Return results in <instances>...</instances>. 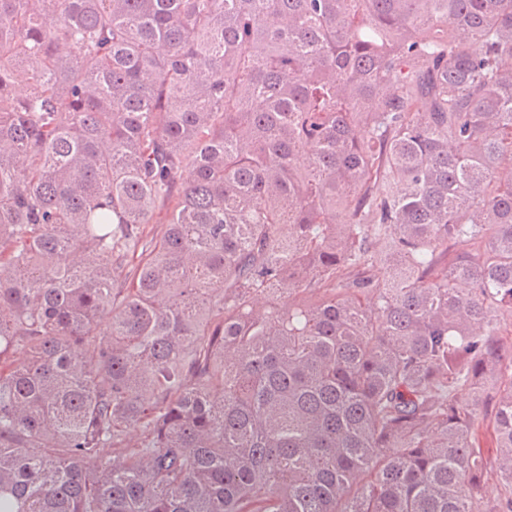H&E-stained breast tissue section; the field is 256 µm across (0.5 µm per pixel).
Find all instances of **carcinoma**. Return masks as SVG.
Segmentation results:
<instances>
[{
  "label": "carcinoma",
  "instance_id": "obj_1",
  "mask_svg": "<svg viewBox=\"0 0 512 512\" xmlns=\"http://www.w3.org/2000/svg\"><path fill=\"white\" fill-rule=\"evenodd\" d=\"M506 320L512 0H0V512H512Z\"/></svg>",
  "mask_w": 512,
  "mask_h": 512
}]
</instances>
